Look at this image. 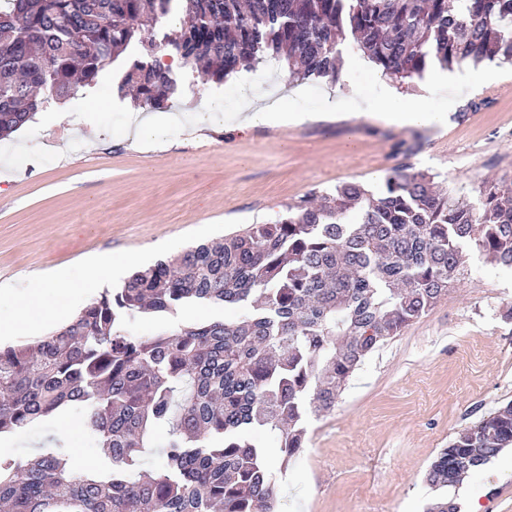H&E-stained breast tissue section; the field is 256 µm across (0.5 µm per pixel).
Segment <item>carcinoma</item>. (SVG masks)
Masks as SVG:
<instances>
[{
  "label": "carcinoma",
  "mask_w": 512,
  "mask_h": 512,
  "mask_svg": "<svg viewBox=\"0 0 512 512\" xmlns=\"http://www.w3.org/2000/svg\"><path fill=\"white\" fill-rule=\"evenodd\" d=\"M174 1L182 17L165 48L208 81L274 58L294 81L335 82L349 36L401 82L434 58L512 61V0H5L0 139L84 95L132 48L118 94L163 105L179 84L154 30ZM434 179L406 166L376 196L356 182L310 191L275 221L137 270L69 324L0 348V435L78 408L112 464L76 473L54 448L0 455V512H280L257 435L277 439L288 467L307 411L333 410L363 360L448 293L464 248L512 268V181L470 200ZM187 306L239 316L167 322ZM143 316L159 330L131 334ZM158 446L162 465L141 468ZM511 446L512 400L458 431L425 480L455 486Z\"/></svg>",
  "instance_id": "cac0c4a2"
}]
</instances>
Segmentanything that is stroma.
I'll use <instances>...</instances> for the list:
<instances>
[{
	"instance_id": "1",
	"label": "stroma",
	"mask_w": 512,
	"mask_h": 512,
	"mask_svg": "<svg viewBox=\"0 0 512 512\" xmlns=\"http://www.w3.org/2000/svg\"><path fill=\"white\" fill-rule=\"evenodd\" d=\"M125 65L0 140V284L58 269L77 279L102 253L154 263L171 256L170 242L184 248L273 220L312 190L354 181L378 193L402 165L468 199L484 181L512 180V64L454 67L442 88L415 81L406 95L445 111L439 125L416 128L369 117L385 76L352 43L335 82L292 83L263 63L221 83L180 70L189 90L165 111L223 108L226 88L251 89L262 75L271 99L298 92L313 119L272 127L221 117L200 137L161 120L139 139L129 100L112 92ZM339 95L353 107L329 117ZM465 265L462 282L364 360L333 411L307 415L302 451L275 471L281 512H426L444 497L424 479L438 449L512 400V269L473 249ZM47 443L72 453L77 470L108 464L77 410L19 431L0 454L21 459ZM474 480L482 512H512V450Z\"/></svg>"
}]
</instances>
